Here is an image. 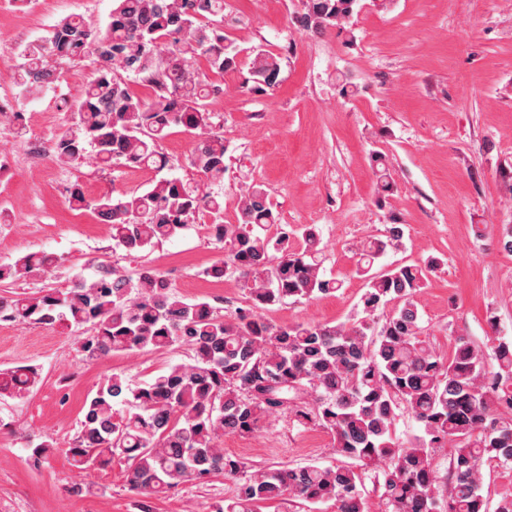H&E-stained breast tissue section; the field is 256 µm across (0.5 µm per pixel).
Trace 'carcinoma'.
I'll return each instance as SVG.
<instances>
[{"mask_svg":"<svg viewBox=\"0 0 512 512\" xmlns=\"http://www.w3.org/2000/svg\"><path fill=\"white\" fill-rule=\"evenodd\" d=\"M360 0H303L295 17L304 32L343 28ZM240 49L224 34V0H114L109 21L80 15L58 22L49 36L28 43L16 84L26 93L50 86L64 63L93 60V76L69 107V122L56 138L57 162L79 168L161 172L170 160L160 143L180 128L193 136L188 165L208 183L224 181V132L207 108L212 78L237 67ZM273 53L252 49L245 87L265 94L280 81ZM132 77L149 89L131 91ZM378 192L393 183L384 157H374ZM68 201L90 210L109 228L115 245L140 252L178 237L199 216L211 217L207 231L224 245V259L203 271L206 278L234 279L255 311L228 316L206 300L192 303L158 270L136 276L101 263L94 274L70 287L33 295L0 296V321L65 326L93 334L78 340L91 361L114 353L187 345L191 362L172 365L138 387L112 374L83 406L79 431L66 454L74 467L101 469L114 460L129 465L127 481L148 499L222 474L237 478L235 495L216 512H263L292 499L332 501L336 512H367L361 487L375 473L385 512H489L481 465L512 464V339L498 335L482 346L467 336L442 358L422 336L416 296L437 266L398 265L374 270L387 250L398 247L404 227L385 225L383 236L359 252L357 272L365 280L362 317L335 325L274 326L257 311L287 299H312L342 288L326 277L321 236L314 225L288 228L263 185L240 190L237 219L224 223V199L198 182L161 177L145 191L85 194L74 182ZM58 265L39 252L0 262V282L47 278ZM393 303L383 323L377 312ZM491 357L496 368L484 367ZM38 369L0 371V397L30 390ZM289 410L296 422L333 438L335 466L251 470L224 453L218 439L252 433L270 414ZM406 411L420 434L395 442L398 413ZM451 447L448 471L440 478L435 455ZM109 487L76 483L77 496H105Z\"/></svg>","mask_w":512,"mask_h":512,"instance_id":"obj_1","label":"carcinoma"}]
</instances>
